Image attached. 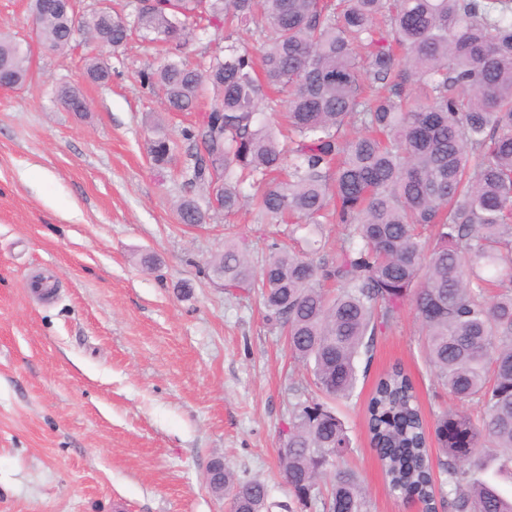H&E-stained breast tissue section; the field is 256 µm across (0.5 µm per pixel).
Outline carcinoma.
I'll use <instances>...</instances> for the list:
<instances>
[{
	"label": "carcinoma",
	"instance_id": "obj_1",
	"mask_svg": "<svg viewBox=\"0 0 512 512\" xmlns=\"http://www.w3.org/2000/svg\"><path fill=\"white\" fill-rule=\"evenodd\" d=\"M31 10L53 51L78 36L116 51L134 32L172 45L140 74L164 92V110L190 112L206 89L215 98L182 133L185 183L213 195L183 199L181 222L247 205L269 224L291 220L297 244H272L257 267L227 240L212 278L258 289L290 356L330 399L351 395L356 359L411 301L437 384L479 414L436 417L437 483L411 379L397 366L380 377L368 431L390 490L424 512H512L496 482L512 479V0H158L79 16L31 0ZM210 30L228 45L188 64L181 49ZM0 72L13 89L30 77L29 56L1 33ZM85 77L105 86L112 68L91 57ZM59 99L85 101L71 85ZM177 149L160 134L148 143L161 164ZM324 224L343 226L333 251L313 239ZM349 445L329 407L293 405L279 457L302 508L369 512L342 463ZM472 459L490 477L462 466ZM207 483L238 512H267L260 480L217 461Z\"/></svg>",
	"mask_w": 512,
	"mask_h": 512
}]
</instances>
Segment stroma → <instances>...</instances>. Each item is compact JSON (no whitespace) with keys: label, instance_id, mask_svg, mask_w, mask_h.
Listing matches in <instances>:
<instances>
[{"label":"stroma","instance_id":"1","mask_svg":"<svg viewBox=\"0 0 512 512\" xmlns=\"http://www.w3.org/2000/svg\"><path fill=\"white\" fill-rule=\"evenodd\" d=\"M30 0H0V30L31 41L33 79L0 89V512H225L212 459L262 479L281 512L294 497L279 450L310 370L290 357L255 293L208 276L225 240L249 254L288 242L286 225L240 211L181 223L180 160L156 165V131L181 141L191 114L161 109L140 72L168 44L118 51L33 43ZM112 68L104 87L86 58ZM88 109L69 111L61 84ZM410 376L426 423L453 406L425 357L412 303L356 362L351 396L331 402L370 512H421L394 495L370 445L366 411L392 366Z\"/></svg>","mask_w":512,"mask_h":512}]
</instances>
